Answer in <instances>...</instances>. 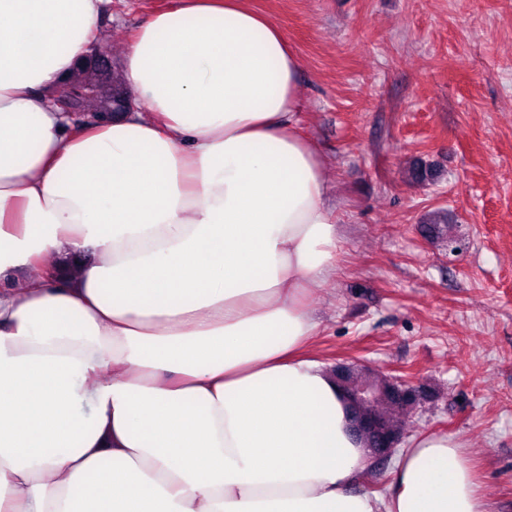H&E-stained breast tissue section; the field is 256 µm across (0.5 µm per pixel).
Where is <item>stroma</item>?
<instances>
[{"mask_svg": "<svg viewBox=\"0 0 512 512\" xmlns=\"http://www.w3.org/2000/svg\"><path fill=\"white\" fill-rule=\"evenodd\" d=\"M166 4L103 0L116 68ZM250 4L300 58L299 131L337 205L317 355L430 388L408 438H460L490 512H512V0ZM416 165L429 180L411 178ZM435 210L457 249L421 236Z\"/></svg>", "mask_w": 512, "mask_h": 512, "instance_id": "stroma-1", "label": "stroma"}]
</instances>
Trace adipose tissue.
<instances>
[{
  "label": "adipose tissue",
  "mask_w": 512,
  "mask_h": 512,
  "mask_svg": "<svg viewBox=\"0 0 512 512\" xmlns=\"http://www.w3.org/2000/svg\"><path fill=\"white\" fill-rule=\"evenodd\" d=\"M100 0H0V512H489L425 434L386 495L312 352L338 216L300 60L250 0L135 29L131 119L51 103Z\"/></svg>",
  "instance_id": "1"
}]
</instances>
